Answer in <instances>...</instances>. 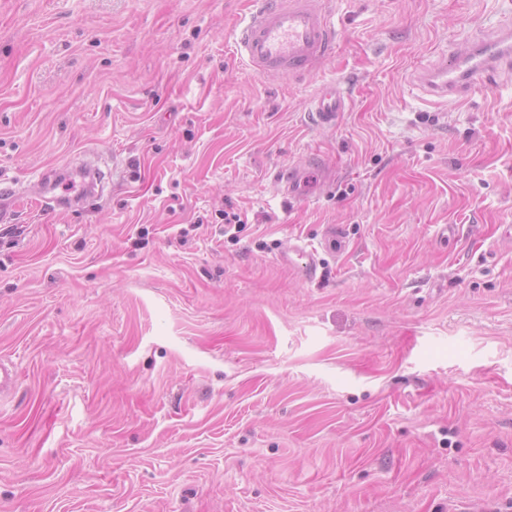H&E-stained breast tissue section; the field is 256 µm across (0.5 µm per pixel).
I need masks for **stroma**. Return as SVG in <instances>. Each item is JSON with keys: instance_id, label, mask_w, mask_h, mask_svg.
<instances>
[{"instance_id": "obj_1", "label": "stroma", "mask_w": 512, "mask_h": 512, "mask_svg": "<svg viewBox=\"0 0 512 512\" xmlns=\"http://www.w3.org/2000/svg\"><path fill=\"white\" fill-rule=\"evenodd\" d=\"M253 2L0 0V512H512V73L417 81L512 0H326L335 57L274 79ZM346 107L342 89L336 84L325 85L312 104L314 122L321 127L332 128ZM54 183L55 180L48 176L43 182V192L29 197L26 203L35 208L51 211L70 208L73 198L55 194L53 188ZM295 257L302 259L306 258V261L299 265L296 263ZM280 261L286 265H296L298 271L304 276L305 279H313L317 274L318 263L316 260L315 252H306L303 248L298 246H289L282 250L280 253Z\"/></svg>"}]
</instances>
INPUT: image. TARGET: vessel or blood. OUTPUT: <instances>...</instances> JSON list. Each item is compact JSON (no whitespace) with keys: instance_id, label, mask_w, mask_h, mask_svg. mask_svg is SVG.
Listing matches in <instances>:
<instances>
[{"instance_id":"vessel-or-blood-1","label":"vessel or blood","mask_w":512,"mask_h":512,"mask_svg":"<svg viewBox=\"0 0 512 512\" xmlns=\"http://www.w3.org/2000/svg\"><path fill=\"white\" fill-rule=\"evenodd\" d=\"M237 51L260 75L276 78L310 74L336 50V31L323 0H257L245 17L236 38ZM512 72V20L498 25L495 36L473 40L453 62H440L424 69L420 81L435 102L464 100L489 74ZM346 107L342 89L325 85L312 104L314 122L335 127ZM53 179H45L41 193L29 197L30 206L45 210L70 208L72 199L54 192ZM280 260L297 266L304 278H315L318 262L314 253L289 246Z\"/></svg>"}]
</instances>
